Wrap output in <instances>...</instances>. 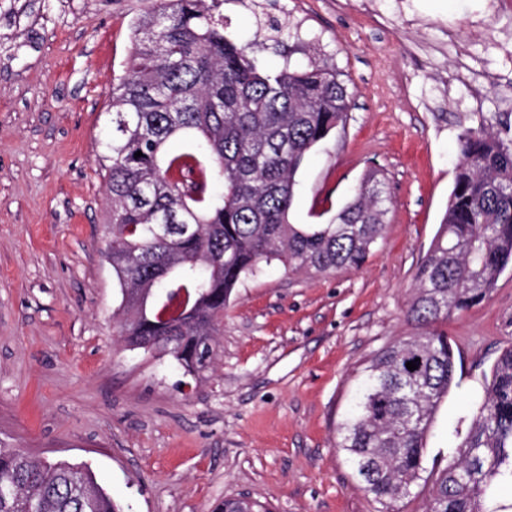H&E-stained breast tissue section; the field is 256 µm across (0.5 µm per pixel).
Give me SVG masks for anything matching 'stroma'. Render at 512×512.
<instances>
[{"instance_id":"obj_1","label":"stroma","mask_w":512,"mask_h":512,"mask_svg":"<svg viewBox=\"0 0 512 512\" xmlns=\"http://www.w3.org/2000/svg\"><path fill=\"white\" fill-rule=\"evenodd\" d=\"M154 0H0V441L89 466L125 512H378L336 448L357 372L417 333L415 274L448 205L459 138L512 139V0H215L276 68L321 58L351 95L345 127L297 175L290 221L323 224L381 171L383 235L362 267L261 264L224 309L198 376L121 343L98 164L131 26ZM288 35L274 42L268 22ZM456 377L428 434L445 467L512 346V267L441 323ZM212 512H271L268 505L248 497L225 498L217 503Z\"/></svg>"}]
</instances>
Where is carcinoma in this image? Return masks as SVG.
Returning <instances> with one entry per match:
<instances>
[{
    "instance_id": "carcinoma-1",
    "label": "carcinoma",
    "mask_w": 512,
    "mask_h": 512,
    "mask_svg": "<svg viewBox=\"0 0 512 512\" xmlns=\"http://www.w3.org/2000/svg\"><path fill=\"white\" fill-rule=\"evenodd\" d=\"M134 51L112 84V127L100 167L112 202L106 253L120 290L118 336L167 351L186 372L213 362L224 307L263 261L327 273L360 267L384 227L377 174L326 224H292L295 175L346 120L350 96L325 61L266 68L206 0H159L133 22ZM193 150L167 152L180 135ZM142 156L134 157L136 152ZM440 228L418 268L407 316L425 328L371 355L337 428L336 447L362 491L400 512L432 483L428 512H504L512 485V347L484 385L458 458L425 466V437L456 375L448 333L430 326L482 303L512 263V140L482 129L460 139ZM418 366L408 370L406 363ZM0 512H123L92 471L0 444ZM212 512H271L248 497Z\"/></svg>"
}]
</instances>
